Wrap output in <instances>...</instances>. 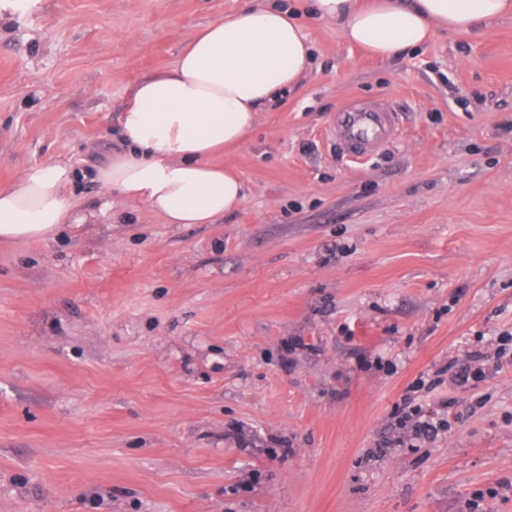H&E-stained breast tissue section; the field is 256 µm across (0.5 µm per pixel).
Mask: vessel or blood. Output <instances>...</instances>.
Here are the masks:
<instances>
[{
	"label": "vessel or blood",
	"instance_id": "obj_1",
	"mask_svg": "<svg viewBox=\"0 0 512 512\" xmlns=\"http://www.w3.org/2000/svg\"><path fill=\"white\" fill-rule=\"evenodd\" d=\"M398 131V115L384 103L371 106L347 103L335 113L329 128L337 147L355 162L368 160L396 137Z\"/></svg>",
	"mask_w": 512,
	"mask_h": 512
}]
</instances>
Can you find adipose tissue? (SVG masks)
<instances>
[{
  "label": "adipose tissue",
  "instance_id": "ef3b65f1",
  "mask_svg": "<svg viewBox=\"0 0 512 512\" xmlns=\"http://www.w3.org/2000/svg\"><path fill=\"white\" fill-rule=\"evenodd\" d=\"M333 20L346 42L391 59L437 30L470 32L512 17V0H244L232 16L192 33L176 62L134 82L119 117L124 149L96 169L100 210L114 199L166 224H215L246 198L237 172L217 162L240 144L263 109L292 90L312 64L298 11ZM69 160L24 169L0 188V243L51 238L82 224L69 191Z\"/></svg>",
  "mask_w": 512,
  "mask_h": 512
}]
</instances>
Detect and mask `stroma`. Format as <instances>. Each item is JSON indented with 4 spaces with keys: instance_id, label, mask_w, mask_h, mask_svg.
Segmentation results:
<instances>
[{
    "instance_id": "35a3bbf8",
    "label": "stroma",
    "mask_w": 512,
    "mask_h": 512,
    "mask_svg": "<svg viewBox=\"0 0 512 512\" xmlns=\"http://www.w3.org/2000/svg\"><path fill=\"white\" fill-rule=\"evenodd\" d=\"M242 4L0 0V187L63 154L96 202L130 85ZM302 23L310 72L223 156L237 213L0 244V512H512V17L386 60ZM352 100L400 122L361 163ZM411 385L436 437L394 428ZM398 131L397 112L385 103L363 106L348 102L335 113L329 128L336 146L354 162L368 160Z\"/></svg>"
}]
</instances>
